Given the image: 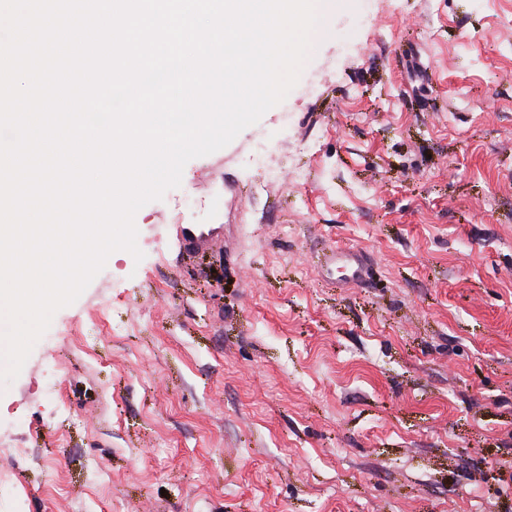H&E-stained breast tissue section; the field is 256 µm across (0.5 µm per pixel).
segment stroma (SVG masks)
<instances>
[{
	"label": "stroma",
	"mask_w": 512,
	"mask_h": 512,
	"mask_svg": "<svg viewBox=\"0 0 512 512\" xmlns=\"http://www.w3.org/2000/svg\"><path fill=\"white\" fill-rule=\"evenodd\" d=\"M135 225L0 384V512H512V0H355ZM224 224H190L183 227L181 239L185 253H193L224 243ZM334 264L345 272L344 283L350 287H360L368 280V261L364 253L352 248H335L328 255L327 265Z\"/></svg>",
	"instance_id": "1"
}]
</instances>
